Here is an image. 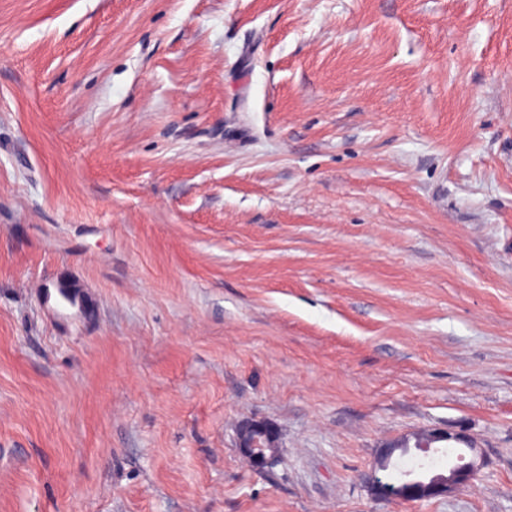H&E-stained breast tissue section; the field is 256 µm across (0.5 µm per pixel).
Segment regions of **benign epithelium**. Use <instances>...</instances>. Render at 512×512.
I'll list each match as a JSON object with an SVG mask.
<instances>
[{"mask_svg":"<svg viewBox=\"0 0 512 512\" xmlns=\"http://www.w3.org/2000/svg\"><path fill=\"white\" fill-rule=\"evenodd\" d=\"M435 439H448L464 443L472 451V455L457 468H450L447 472L430 473L427 477L416 480L411 472L402 474V479L396 484L404 499L420 493H428L430 497H440L453 489L468 486L484 465L482 456L475 454L477 445L467 435L446 430H434ZM238 448L242 455L251 458L254 466L263 469L275 457L277 448V432L274 428L262 423H248L238 431Z\"/></svg>","mask_w":512,"mask_h":512,"instance_id":"obj_1","label":"benign epithelium"}]
</instances>
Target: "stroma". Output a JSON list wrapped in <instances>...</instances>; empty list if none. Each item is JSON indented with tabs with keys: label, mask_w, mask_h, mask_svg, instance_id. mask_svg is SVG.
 Wrapping results in <instances>:
<instances>
[{
	"label": "stroma",
	"mask_w": 512,
	"mask_h": 512,
	"mask_svg": "<svg viewBox=\"0 0 512 512\" xmlns=\"http://www.w3.org/2000/svg\"><path fill=\"white\" fill-rule=\"evenodd\" d=\"M0 512H512V0H0ZM265 436L270 448H261L258 437ZM277 432L274 428L262 423H248L238 431V448L242 455L250 457L254 466L263 469L275 457L277 448ZM265 449L268 452H265ZM432 436L435 439H448L465 443L470 448L472 455L457 468L448 467L447 474L444 472L427 473V477L421 480H414L411 471L402 474V479L396 484L400 490V496L404 492V499L407 501L419 498H410L420 493H429L430 498L447 495L453 489H460L468 486L484 465L482 456L474 453L477 445L467 435L461 432L451 433L448 430H433Z\"/></svg>",
	"instance_id": "stroma-1"
}]
</instances>
